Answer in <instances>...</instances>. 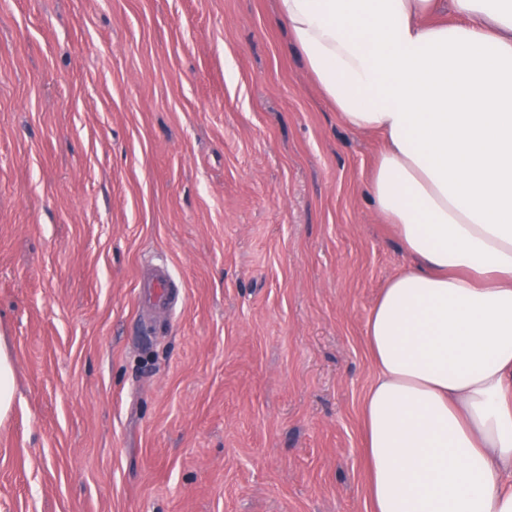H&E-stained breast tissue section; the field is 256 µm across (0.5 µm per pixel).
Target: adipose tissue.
I'll return each instance as SVG.
<instances>
[{
    "label": "adipose tissue",
    "instance_id": "1",
    "mask_svg": "<svg viewBox=\"0 0 512 512\" xmlns=\"http://www.w3.org/2000/svg\"><path fill=\"white\" fill-rule=\"evenodd\" d=\"M278 0L410 259L366 322L373 512H512V0Z\"/></svg>",
    "mask_w": 512,
    "mask_h": 512
}]
</instances>
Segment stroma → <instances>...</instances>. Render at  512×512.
I'll return each mask as SVG.
<instances>
[{"label":"stroma","mask_w":512,"mask_h":512,"mask_svg":"<svg viewBox=\"0 0 512 512\" xmlns=\"http://www.w3.org/2000/svg\"><path fill=\"white\" fill-rule=\"evenodd\" d=\"M382 148L276 0H0V512H371ZM137 296L138 310L145 314L162 309L175 310L181 302L180 280L173 275L165 263L153 264L142 276ZM15 399L14 365L5 347L0 343V421L10 414Z\"/></svg>","instance_id":"obj_1"}]
</instances>
